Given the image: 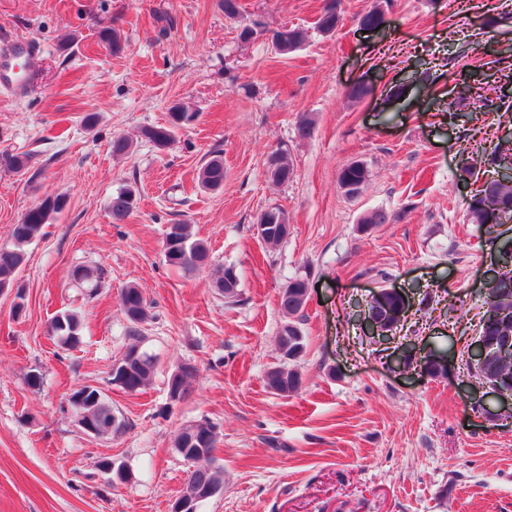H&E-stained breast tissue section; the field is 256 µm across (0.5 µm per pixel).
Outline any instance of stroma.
<instances>
[{
	"label": "stroma",
	"instance_id": "stroma-1",
	"mask_svg": "<svg viewBox=\"0 0 512 512\" xmlns=\"http://www.w3.org/2000/svg\"><path fill=\"white\" fill-rule=\"evenodd\" d=\"M242 2L230 19L220 0H0V47L40 45L22 62L26 97L0 95V156L32 157L23 175L0 167V246L43 197L68 199L27 248L15 281L23 310L0 294V512H170L192 469L175 439L203 420L217 428L224 489L197 512H512V418L488 421L499 405L478 406L448 335L452 324L474 333L483 312L493 251L467 218L476 187L458 161L512 143V114L481 112L476 95L488 62L512 76V0H391L376 30L358 24L375 0H343L330 35L316 28L322 0ZM107 22L120 53L98 41ZM282 26L306 35L285 56L269 40ZM357 84L369 88L359 100L348 96ZM177 103L199 117L157 149L141 130L165 124ZM88 113L99 116L91 130ZM117 135L130 139L127 154L113 155ZM278 148L294 167L285 185L265 175ZM214 151L224 185L204 191L197 174ZM352 162L369 172L354 197L337 183ZM126 186L136 206L116 221L110 201ZM271 207L290 225L275 248L254 232ZM374 210L395 219L363 230ZM176 223L207 244L209 265H168L164 234ZM79 265L94 272L95 294L72 282ZM227 266L240 277L232 302L211 286ZM296 277L310 287L307 346L298 390L281 397L264 374L280 361L279 294ZM130 285L148 304L137 341L120 307ZM382 288L409 297L401 342L445 350L453 377L418 378L367 334V303ZM69 305L82 343L64 351L49 325ZM134 344L155 371L129 393L111 369ZM184 366L191 391L170 402L168 379ZM84 385L111 402L121 433L78 426L69 397ZM104 457L128 483L108 484Z\"/></svg>",
	"mask_w": 512,
	"mask_h": 512
}]
</instances>
